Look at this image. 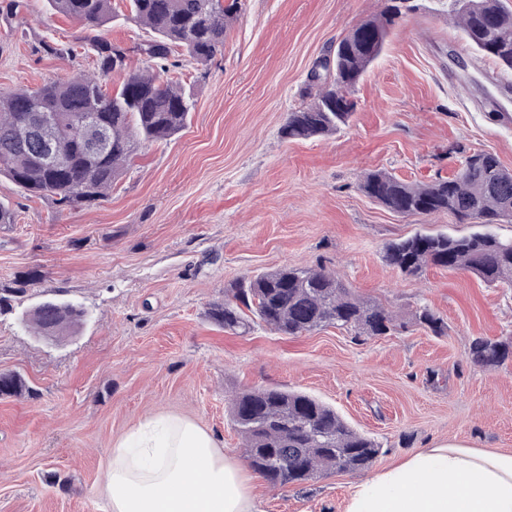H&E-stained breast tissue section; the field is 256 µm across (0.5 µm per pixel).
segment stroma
Segmentation results:
<instances>
[{
    "label": "stroma",
    "mask_w": 512,
    "mask_h": 512,
    "mask_svg": "<svg viewBox=\"0 0 512 512\" xmlns=\"http://www.w3.org/2000/svg\"><path fill=\"white\" fill-rule=\"evenodd\" d=\"M411 2L335 135L288 140L281 128L314 63L392 0H245L223 54L177 71L194 93L186 128L144 145L96 204L60 210L0 177V200L17 215L0 226V294L14 307L0 318V372L33 388L0 399V512H104L97 487L113 441L159 412L194 420L243 457L227 400L251 388L333 407L380 443L376 472L441 438L512 451V363L486 369L469 357L475 338L512 336V288L435 267L409 278L386 265L392 240L474 227L444 214L402 217L360 189L377 169L405 181L451 175L473 150L512 169V125L498 119L512 113V75L468 44L438 0ZM78 34L46 0L0 15V92L93 71ZM50 38L73 53L45 56ZM287 266L335 272L406 330L291 337L261 325L237 336L209 319L235 282ZM56 294L92 320L61 340L26 332L22 313ZM420 305L447 335L410 323ZM368 473L264 482L256 496L261 512H344Z\"/></svg>",
    "instance_id": "1"
}]
</instances>
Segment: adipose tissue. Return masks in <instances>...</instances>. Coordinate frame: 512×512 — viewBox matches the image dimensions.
Returning a JSON list of instances; mask_svg holds the SVG:
<instances>
[{"instance_id": "adipose-tissue-1", "label": "adipose tissue", "mask_w": 512, "mask_h": 512, "mask_svg": "<svg viewBox=\"0 0 512 512\" xmlns=\"http://www.w3.org/2000/svg\"><path fill=\"white\" fill-rule=\"evenodd\" d=\"M260 474L191 419L158 413L112 444L108 512H260ZM345 512H512V453L438 442L353 485Z\"/></svg>"}]
</instances>
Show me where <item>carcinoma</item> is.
<instances>
[{
	"label": "carcinoma",
	"instance_id": "1",
	"mask_svg": "<svg viewBox=\"0 0 512 512\" xmlns=\"http://www.w3.org/2000/svg\"><path fill=\"white\" fill-rule=\"evenodd\" d=\"M51 9L77 23L82 42L92 51L96 68L46 82L37 90L0 94V175L28 196L49 198L58 207L90 205L108 196L114 181L149 142L167 140L188 124L194 94L171 77L180 53L189 62L207 64L224 51V39L237 20L240 0H46ZM395 5L382 18H368L337 43L331 59L313 67L303 90V105L288 113L281 134L288 140L330 136L353 115V101L338 107L331 66L354 92L368 67L383 51L395 19ZM448 15L475 51L512 74V9L503 0H451ZM132 22L149 33L136 53L103 35L111 23ZM141 67L130 68L132 56ZM120 87L106 89L109 78ZM39 112H54L70 125L95 119L87 138L65 128L25 126ZM70 153L67 167L51 170L38 162L51 142ZM466 168L450 177L406 182L382 171L368 172L361 191L401 216L446 214L457 224L480 230L468 235L416 232L389 242L384 261L407 277H419L431 266L468 272L489 286L512 288V239L489 230L512 224V170L487 151L464 157ZM75 303L58 296L35 306L27 328L39 335L60 319L75 327L87 321ZM211 321L226 332L245 336L261 323L284 336H300L334 326L370 338L387 336L405 323L382 304L359 297L338 276L322 267H287L263 271L224 291V302L210 308ZM414 324L435 335L447 326L429 309L413 313ZM471 359L499 367L512 358V337L476 338ZM30 390L17 373H0V397ZM230 418L244 441L251 467L274 487L332 474L370 468L380 444L352 428L334 409L302 392L263 388L236 393Z\"/></svg>",
	"mask_w": 512,
	"mask_h": 512
}]
</instances>
